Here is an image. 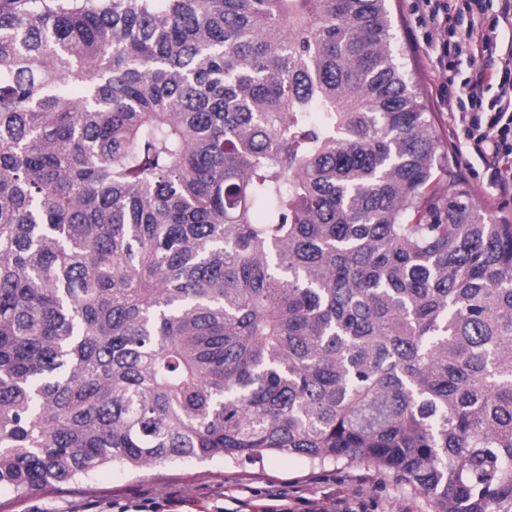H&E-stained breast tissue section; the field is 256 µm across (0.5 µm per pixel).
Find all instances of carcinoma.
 Returning <instances> with one entry per match:
<instances>
[{
	"label": "carcinoma",
	"mask_w": 512,
	"mask_h": 512,
	"mask_svg": "<svg viewBox=\"0 0 512 512\" xmlns=\"http://www.w3.org/2000/svg\"><path fill=\"white\" fill-rule=\"evenodd\" d=\"M388 0H0V487L370 461L512 512V222Z\"/></svg>",
	"instance_id": "carcinoma-1"
}]
</instances>
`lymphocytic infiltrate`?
I'll return each instance as SVG.
<instances>
[{"label": "lymphocytic infiltrate", "instance_id": "obj_1", "mask_svg": "<svg viewBox=\"0 0 512 512\" xmlns=\"http://www.w3.org/2000/svg\"><path fill=\"white\" fill-rule=\"evenodd\" d=\"M422 26L434 30L426 45L443 75L440 97L455 104L456 135L480 156L498 195L512 197V43L500 34L512 30V0H413ZM466 56L469 76L461 78L448 63Z\"/></svg>", "mask_w": 512, "mask_h": 512}]
</instances>
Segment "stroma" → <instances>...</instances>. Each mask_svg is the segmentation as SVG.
Instances as JSON below:
<instances>
[{
  "label": "stroma",
  "instance_id": "1",
  "mask_svg": "<svg viewBox=\"0 0 512 512\" xmlns=\"http://www.w3.org/2000/svg\"><path fill=\"white\" fill-rule=\"evenodd\" d=\"M396 27L395 49L413 75L434 130L450 161L468 182L474 200L495 218L512 220V199L492 194L482 163L461 152L450 112L436 97L441 82L425 50V30L411 0H389ZM360 490L371 512H430L425 495L401 484L392 474L362 460L341 459L320 464L288 454H268L259 460H185L140 470L109 465L92 478L33 493L0 488V512H134L153 502L164 512H238L248 501L261 512L270 494L299 492L308 498H332Z\"/></svg>",
  "mask_w": 512,
  "mask_h": 512
}]
</instances>
